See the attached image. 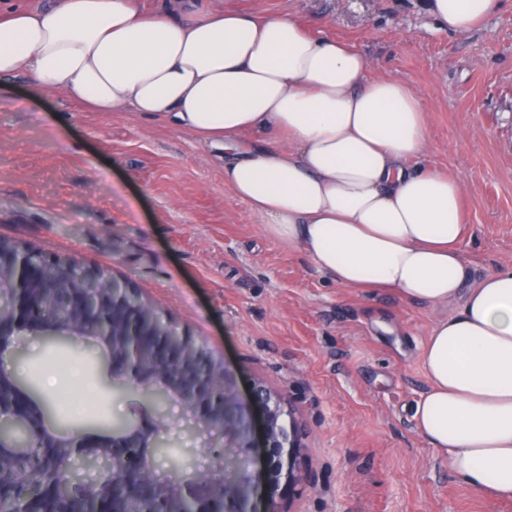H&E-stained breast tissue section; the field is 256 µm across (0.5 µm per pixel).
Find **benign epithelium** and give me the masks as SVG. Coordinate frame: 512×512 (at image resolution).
Wrapping results in <instances>:
<instances>
[{"mask_svg":"<svg viewBox=\"0 0 512 512\" xmlns=\"http://www.w3.org/2000/svg\"><path fill=\"white\" fill-rule=\"evenodd\" d=\"M77 275L68 287L73 289L64 303L76 309L84 308L82 282L100 281L97 303L113 305L134 292L129 283L113 277L110 273L81 266L74 260L46 257L43 254L14 242L0 241V288H6L10 296V307L0 311V351L11 347L12 337L21 333H31L54 346L69 344L71 337L82 335L95 338L105 350L112 365V381L123 384L128 392H142L140 379L148 373L173 370L176 363L159 362L157 350L149 344L146 336L149 329L132 331L120 345L113 344V325L110 321L96 319L79 322L57 323L48 317L44 308L34 298V289L49 291L62 287L59 278L63 275ZM195 391L215 394L209 408L196 404L189 392L165 390L150 391L149 395L165 399L176 398L190 409L195 418L205 428L219 427L238 440L243 450V465L227 468L224 460H219L216 470L191 480L172 479L166 489V497L174 501H189L195 504L191 512H210L206 505L215 497L217 487H222L224 495L223 512H256L251 508L254 498L260 491L268 496L266 512H278L275 495L281 483L293 486L301 481L300 448L291 412L284 409L282 398L273 395L262 387L255 390V404L241 399L232 373L220 357L216 358L215 369L194 378ZM229 394L235 404L232 412L224 407V395ZM14 413L0 417V447L26 448L30 437L44 435L53 440L58 448H76L84 453L86 460L95 462L103 456L106 444L100 438L86 434L58 433L49 429L44 420L34 421L24 408L28 398L19 391L15 398ZM157 430L149 417H140L122 434L115 435L112 443L122 448H139L143 439L150 438L149 447H154ZM263 448L260 467L251 472L249 465L254 463L252 449ZM119 476L133 470L139 477L148 478L147 469L137 459L125 457L120 460Z\"/></svg>","mask_w":512,"mask_h":512,"instance_id":"1","label":"benign epithelium"}]
</instances>
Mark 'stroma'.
Masks as SVG:
<instances>
[{"mask_svg":"<svg viewBox=\"0 0 512 512\" xmlns=\"http://www.w3.org/2000/svg\"><path fill=\"white\" fill-rule=\"evenodd\" d=\"M293 16L312 36L358 48L367 79L408 81L428 126L425 168L457 179L469 236V284L512 267V0L452 34L425 0H208ZM0 239L110 271L173 324L222 356L243 400L279 395L301 438L302 482L278 512H512L465 487L412 418L427 388L421 347L437 314L383 290L342 288L299 249L271 239L224 185L214 149L165 120L92 112L0 82ZM33 396L78 385L95 402L50 407L62 431L107 430L149 414L157 472L193 477L217 462L187 407L143 409L113 394L112 368L89 348L20 335L6 355ZM82 368L79 382L59 361Z\"/></svg>","mask_w":512,"mask_h":512,"instance_id":"obj_1","label":"stroma"}]
</instances>
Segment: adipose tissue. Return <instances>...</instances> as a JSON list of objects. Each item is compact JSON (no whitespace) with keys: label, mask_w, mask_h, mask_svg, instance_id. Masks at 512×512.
<instances>
[{"label":"adipose tissue","mask_w":512,"mask_h":512,"mask_svg":"<svg viewBox=\"0 0 512 512\" xmlns=\"http://www.w3.org/2000/svg\"><path fill=\"white\" fill-rule=\"evenodd\" d=\"M501 6L426 2L457 34ZM367 68L291 16L197 0L150 14L136 0H50L0 16V80L171 122L223 153L225 187L337 285L445 308L422 348L416 430L469 489L512 498V267L467 286L462 187L414 163L428 137L413 86Z\"/></svg>","instance_id":"1"}]
</instances>
